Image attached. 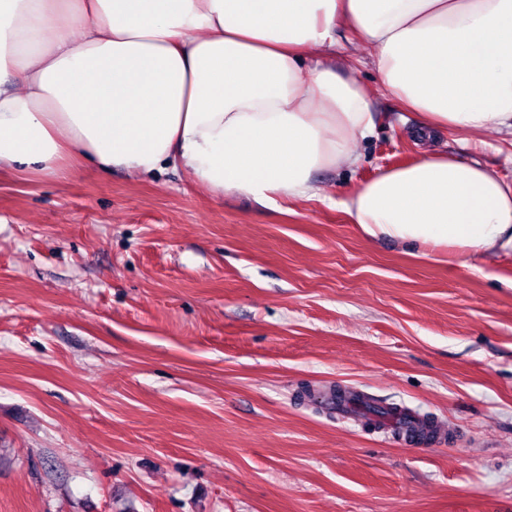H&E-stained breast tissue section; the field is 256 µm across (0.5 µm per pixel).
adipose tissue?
Listing matches in <instances>:
<instances>
[{"instance_id": "obj_1", "label": "adipose tissue", "mask_w": 512, "mask_h": 512, "mask_svg": "<svg viewBox=\"0 0 512 512\" xmlns=\"http://www.w3.org/2000/svg\"><path fill=\"white\" fill-rule=\"evenodd\" d=\"M344 31L422 142L512 133V0H0V169L171 167L262 205L315 197L374 128L332 64ZM343 208L425 255L512 251V183L447 154L380 170Z\"/></svg>"}]
</instances>
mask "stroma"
Masks as SVG:
<instances>
[{
	"label": "stroma",
	"mask_w": 512,
	"mask_h": 512,
	"mask_svg": "<svg viewBox=\"0 0 512 512\" xmlns=\"http://www.w3.org/2000/svg\"><path fill=\"white\" fill-rule=\"evenodd\" d=\"M365 44L375 127L320 197L180 169L0 172V512H512V253L375 242L342 203L422 149ZM439 148L512 181V135ZM434 421L406 446L335 385Z\"/></svg>",
	"instance_id": "obj_1"
}]
</instances>
